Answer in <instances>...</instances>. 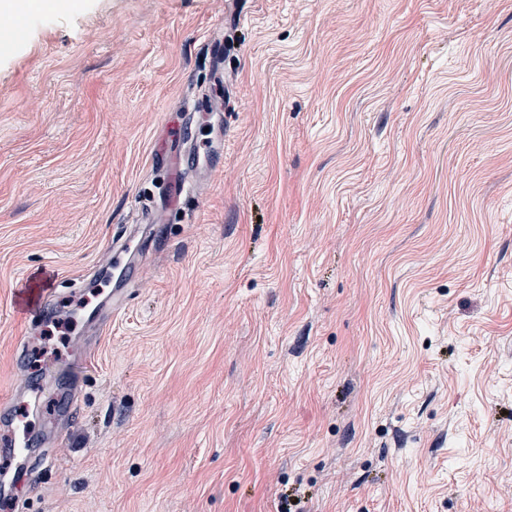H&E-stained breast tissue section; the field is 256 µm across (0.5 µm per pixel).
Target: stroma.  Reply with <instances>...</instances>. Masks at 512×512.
Here are the masks:
<instances>
[{"label":"stroma","mask_w":512,"mask_h":512,"mask_svg":"<svg viewBox=\"0 0 512 512\" xmlns=\"http://www.w3.org/2000/svg\"><path fill=\"white\" fill-rule=\"evenodd\" d=\"M25 15L0 53V398L41 433L22 512H512V0ZM219 75L230 111L187 123ZM185 125L224 151L95 334L97 262L166 208L153 156ZM32 288L37 331L75 326L19 369Z\"/></svg>","instance_id":"obj_1"}]
</instances>
